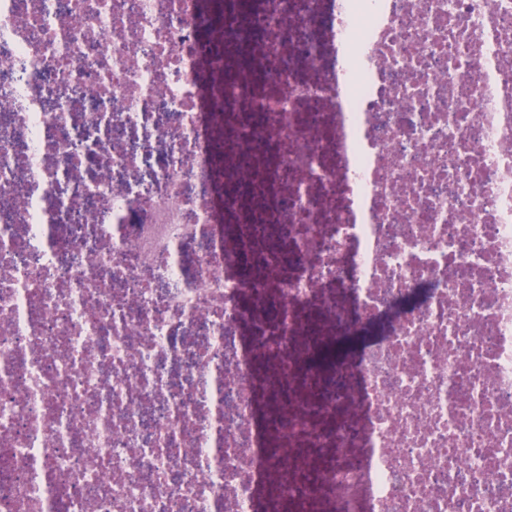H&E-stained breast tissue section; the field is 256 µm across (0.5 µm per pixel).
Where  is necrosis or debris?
<instances>
[{
	"mask_svg": "<svg viewBox=\"0 0 512 512\" xmlns=\"http://www.w3.org/2000/svg\"><path fill=\"white\" fill-rule=\"evenodd\" d=\"M0 512H512V0H0Z\"/></svg>",
	"mask_w": 512,
	"mask_h": 512,
	"instance_id": "necrosis-or-debris-1",
	"label": "necrosis or debris"
}]
</instances>
